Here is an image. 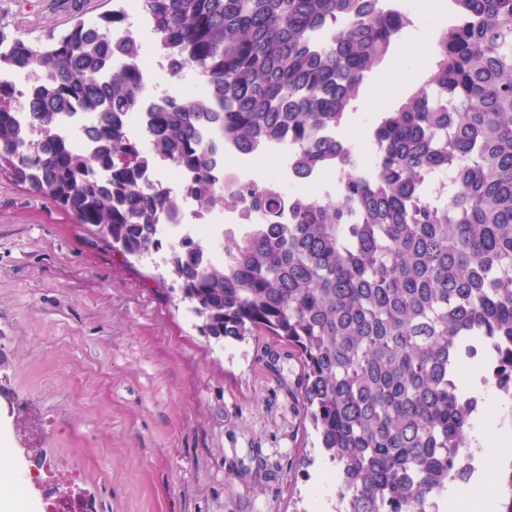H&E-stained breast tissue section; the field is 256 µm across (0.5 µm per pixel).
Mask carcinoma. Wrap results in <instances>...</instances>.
<instances>
[{"mask_svg":"<svg viewBox=\"0 0 512 512\" xmlns=\"http://www.w3.org/2000/svg\"><path fill=\"white\" fill-rule=\"evenodd\" d=\"M450 2L430 69L377 119L364 170L336 129L412 24L396 0H145L171 77L194 68L206 89L158 98L144 142L126 127L145 95L138 45L112 54L123 15L44 44L0 31V69L34 77L24 91L0 81V177L135 257L159 249L158 218L181 209L142 180L157 156L192 174L203 209L251 204L260 222L224 232L223 263L186 238L167 274L204 335L292 350L301 423L347 512H438L448 486L467 482L481 394L463 371L512 402V0ZM72 108L95 117L88 153L54 137ZM208 131L245 154L286 138L289 168L342 172V197L297 199L282 224L279 189L215 179ZM440 170L454 190L433 195ZM498 485L497 512H512V470Z\"/></svg>","mask_w":512,"mask_h":512,"instance_id":"obj_1","label":"carcinoma"}]
</instances>
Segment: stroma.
I'll return each instance as SVG.
<instances>
[{"instance_id":"1","label":"stroma","mask_w":512,"mask_h":512,"mask_svg":"<svg viewBox=\"0 0 512 512\" xmlns=\"http://www.w3.org/2000/svg\"><path fill=\"white\" fill-rule=\"evenodd\" d=\"M110 0H0V31L39 41L97 21ZM412 26L367 74L339 135L357 147L372 120L421 80L446 0H414ZM168 248L123 257L46 198L0 180V449L17 477L32 453L47 487L90 494L98 512H330L333 471L287 393L294 358L265 367L268 337L201 335L165 272ZM312 458L302 466V457Z\"/></svg>"}]
</instances>
